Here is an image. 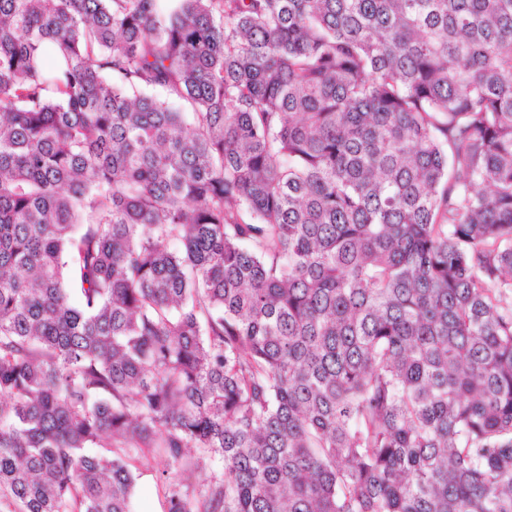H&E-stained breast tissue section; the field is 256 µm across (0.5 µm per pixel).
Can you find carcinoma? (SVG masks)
<instances>
[{"label": "carcinoma", "instance_id": "obj_1", "mask_svg": "<svg viewBox=\"0 0 512 512\" xmlns=\"http://www.w3.org/2000/svg\"><path fill=\"white\" fill-rule=\"evenodd\" d=\"M144 448L224 463L167 512H512V0H0V507Z\"/></svg>", "mask_w": 512, "mask_h": 512}]
</instances>
